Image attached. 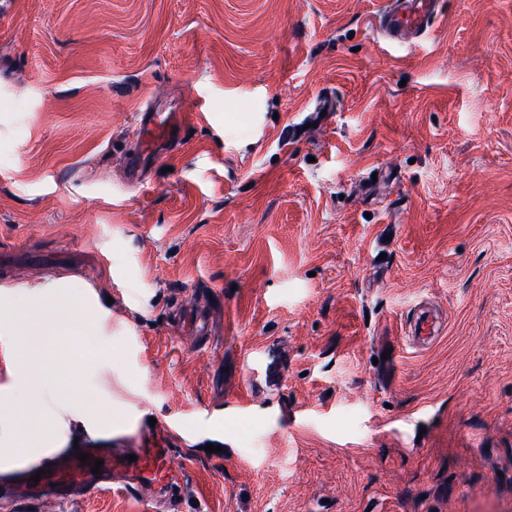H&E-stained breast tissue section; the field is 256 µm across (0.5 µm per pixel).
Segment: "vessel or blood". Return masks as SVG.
I'll return each mask as SVG.
<instances>
[{
    "instance_id": "1",
    "label": "vessel or blood",
    "mask_w": 512,
    "mask_h": 512,
    "mask_svg": "<svg viewBox=\"0 0 512 512\" xmlns=\"http://www.w3.org/2000/svg\"><path fill=\"white\" fill-rule=\"evenodd\" d=\"M440 11V0H386L376 16L383 40L400 45L418 44L427 34ZM199 120L193 110L156 112L143 109L137 114L135 147L127 154L125 167L130 184L147 185L156 158L174 150L182 142L184 131ZM178 323L195 337L210 332L209 315L201 308L179 311ZM411 346L422 349L441 332L434 311L427 306L409 324ZM91 459L102 460L100 473L81 464L74 454H47L38 465L18 468L16 459L0 460V476L17 478L25 487L27 500H51L65 504L93 490L123 492L147 507L171 500L173 491L190 474L191 461L171 448H94Z\"/></svg>"
}]
</instances>
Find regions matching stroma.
I'll list each match as a JSON object with an SVG mask.
<instances>
[{
    "instance_id": "obj_1",
    "label": "stroma",
    "mask_w": 512,
    "mask_h": 512,
    "mask_svg": "<svg viewBox=\"0 0 512 512\" xmlns=\"http://www.w3.org/2000/svg\"><path fill=\"white\" fill-rule=\"evenodd\" d=\"M380 7L0 0V301L65 278L101 322L25 386L0 322V449L154 419L188 512H512V0H444L416 48ZM190 91L204 121L126 183L146 97ZM193 302L202 346L170 326ZM438 317L427 305L420 308V312L410 321L411 347L422 349L436 340L441 332Z\"/></svg>"
}]
</instances>
